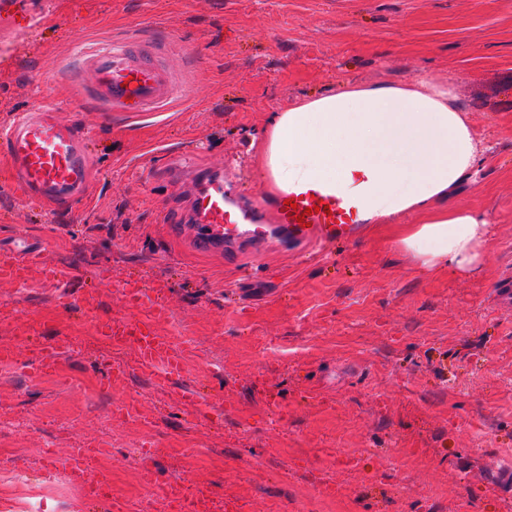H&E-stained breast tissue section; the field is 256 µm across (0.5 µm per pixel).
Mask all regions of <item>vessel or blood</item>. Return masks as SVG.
<instances>
[{"label":"vessel or blood","instance_id":"vessel-or-blood-1","mask_svg":"<svg viewBox=\"0 0 512 512\" xmlns=\"http://www.w3.org/2000/svg\"><path fill=\"white\" fill-rule=\"evenodd\" d=\"M166 57L164 45L143 36L84 43L74 56L73 73L83 97L103 117L115 112H162L189 92ZM90 154L86 127L63 118L55 107L21 113L11 127L0 131V162L10 168L27 196L55 211L83 200ZM322 203L329 205V212L312 214L309 226L298 223L299 211ZM187 219L200 227L198 244L205 251L227 244L262 245L273 239L315 251L322 242L349 237L362 222L353 200L321 183L302 182L276 201L272 223H264L260 205L236 197L217 171L202 176L188 200ZM37 268L43 283L51 288L73 278L70 267L47 264L41 244L0 252V284L25 282ZM120 288L132 307L164 312L162 300L143 281L127 279ZM95 327L108 338L131 335L140 368L158 384L182 377L184 349L171 338L140 322L99 320ZM93 458L90 448L71 449L64 457L52 454L45 460L44 472L49 476L83 472Z\"/></svg>","mask_w":512,"mask_h":512}]
</instances>
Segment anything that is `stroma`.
<instances>
[{
  "instance_id": "obj_1",
  "label": "stroma",
  "mask_w": 512,
  "mask_h": 512,
  "mask_svg": "<svg viewBox=\"0 0 512 512\" xmlns=\"http://www.w3.org/2000/svg\"><path fill=\"white\" fill-rule=\"evenodd\" d=\"M30 2L40 26L0 27V127L48 98L94 152L67 213L0 169V245L41 242L75 271L57 291L36 272L0 286V347L16 350L0 367V512H172L171 483L203 487L212 512H512V308L496 295L512 275V0ZM130 35L165 42L192 94L99 118L68 78L75 46ZM419 76L450 88L488 148L453 197L490 227L477 270L420 269L370 227L321 260L199 250L191 172L240 170L273 199L251 145L273 113ZM102 271L159 287L181 381L159 388L133 349L96 339L94 319L136 315ZM48 345L62 365L42 379L29 366ZM82 447L87 472L42 476L47 454Z\"/></svg>"
}]
</instances>
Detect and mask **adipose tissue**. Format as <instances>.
<instances>
[{
	"label": "adipose tissue",
	"mask_w": 512,
	"mask_h": 512,
	"mask_svg": "<svg viewBox=\"0 0 512 512\" xmlns=\"http://www.w3.org/2000/svg\"><path fill=\"white\" fill-rule=\"evenodd\" d=\"M258 152L275 191L322 183L354 199L370 224L424 214L398 228L400 248L422 269L468 272L482 261L489 226L451 199L483 150L448 88L423 78L344 83L274 113Z\"/></svg>",
	"instance_id": "ef3b65f1"
}]
</instances>
